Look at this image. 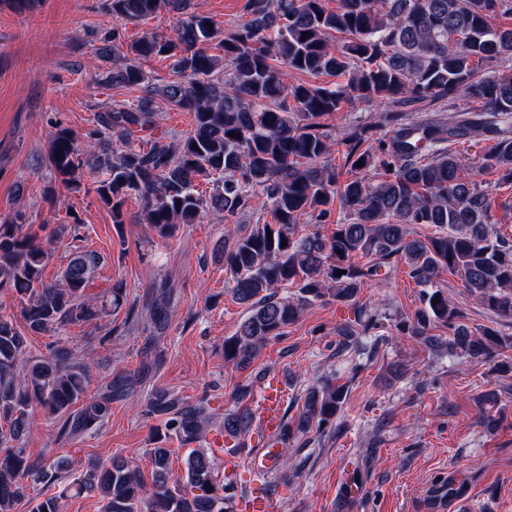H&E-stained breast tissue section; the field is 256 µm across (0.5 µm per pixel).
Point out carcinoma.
<instances>
[{"label": "carcinoma", "instance_id": "cac0c4a2", "mask_svg": "<svg viewBox=\"0 0 512 512\" xmlns=\"http://www.w3.org/2000/svg\"><path fill=\"white\" fill-rule=\"evenodd\" d=\"M105 8L119 20L165 10L175 24L170 34L139 39L131 46L135 61L107 76L145 95L98 113L89 144L55 125L45 162L74 189L84 173L100 175L96 193L115 224L125 223V197L135 195L142 220L162 239L210 212L237 214L262 191L272 221L246 224L224 238V268L234 297L246 307L236 333L224 339L225 362L249 365L306 309L355 301L365 281L396 260L424 288V308L405 324L409 335L474 360L512 347L493 328L471 330L448 296L434 288L446 269L487 309L512 318V241L494 229V201L474 179L477 172L512 182V68L503 67L512 60V27L491 24L499 14H512V0H339L334 10L326 0H246L248 20L220 39L212 17L190 0H107ZM335 36L341 42L333 43ZM119 39L115 27L96 55L110 57ZM156 57L170 60L176 74L162 91L165 101L193 117L176 144L154 136L155 110L142 62ZM290 71L315 78L331 74L338 82L290 84ZM461 95L473 107L446 126L407 122L401 112H385L375 126L336 136L325 123L353 101L409 107L452 103ZM379 130L383 135L373 138ZM480 131L497 134L482 157L470 160L449 148ZM334 151L344 155L350 173L345 180L329 163ZM203 182L206 193L199 190ZM335 205L343 219L332 235H298L302 216L327 224ZM24 222L20 212L0 218V292L10 291L23 303L20 318L0 315V512H14L26 482L46 476L45 464L21 446L32 406L58 418L59 435L75 438L103 426L112 402L130 396L149 373L147 366L138 378L117 370L91 397L90 367L73 361L70 348L25 354L27 337L67 325L96 326L108 309L124 305L125 294L118 286L106 301L85 296L101 264L100 255L85 248L71 255L63 286L46 282L51 241L67 234L78 240L81 225L59 224L52 240L43 242L24 231ZM417 224L432 227L433 234L414 236ZM358 255L371 262L355 264L351 258ZM281 288L294 292L280 296ZM169 302L170 292L163 290L148 304L154 325L165 323ZM433 321L448 327V341L428 335ZM376 323L375 315L358 309L336 328L341 347L359 343ZM249 395L248 386L238 387L240 407L224 414V434L235 438L252 423V409L244 405ZM345 396L346 386L334 379L309 389L297 417L283 421L277 442L293 443L333 424ZM145 410L164 420L160 444L148 450L151 484L126 459L114 457L108 465L91 463L67 489L99 494L101 512H233L236 486L224 481L215 453L203 448L213 425L205 401L164 391L148 398ZM172 439L190 447L181 477L172 472L175 450L165 446Z\"/></svg>", "mask_w": 512, "mask_h": 512}]
</instances>
